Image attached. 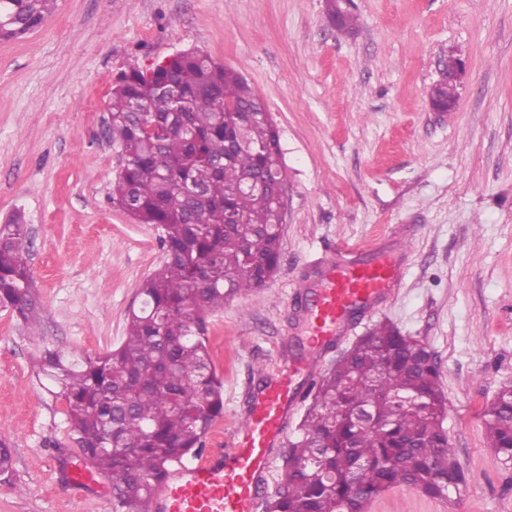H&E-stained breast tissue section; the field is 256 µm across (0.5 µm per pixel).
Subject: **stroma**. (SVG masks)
Wrapping results in <instances>:
<instances>
[{
    "label": "stroma",
    "mask_w": 512,
    "mask_h": 512,
    "mask_svg": "<svg viewBox=\"0 0 512 512\" xmlns=\"http://www.w3.org/2000/svg\"><path fill=\"white\" fill-rule=\"evenodd\" d=\"M353 35L325 0H57L39 28L0 40V224L25 215L40 330L64 354L119 345L142 280L165 259L156 226L110 200L124 164L106 135L116 74L182 51L241 74L266 103L287 174L282 258L259 291L209 318L227 447L252 396L295 361L303 299L340 250H395V297L358 317L333 364L376 324L424 342L467 484L453 503L395 487L368 512H512V470L483 410L512 385V0H354ZM461 62L453 111L428 92ZM24 327L0 309V512H113L106 479L70 478L80 453L64 400L34 374Z\"/></svg>",
    "instance_id": "obj_1"
}]
</instances>
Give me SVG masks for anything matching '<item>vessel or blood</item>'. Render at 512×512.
I'll return each mask as SVG.
<instances>
[{"instance_id": "b4317fda", "label": "vessel or blood", "mask_w": 512, "mask_h": 512, "mask_svg": "<svg viewBox=\"0 0 512 512\" xmlns=\"http://www.w3.org/2000/svg\"><path fill=\"white\" fill-rule=\"evenodd\" d=\"M402 275V265L391 252L331 258L319 282L304 287L312 296L302 318L307 355L280 369L254 395L232 448L210 449L156 489L152 512H257L258 492L268 481L273 450L318 364L334 341L350 330L357 314L374 310L395 293Z\"/></svg>"}]
</instances>
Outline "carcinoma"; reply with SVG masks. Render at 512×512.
I'll use <instances>...</instances> for the list:
<instances>
[{"label": "carcinoma", "mask_w": 512, "mask_h": 512, "mask_svg": "<svg viewBox=\"0 0 512 512\" xmlns=\"http://www.w3.org/2000/svg\"><path fill=\"white\" fill-rule=\"evenodd\" d=\"M56 0H0L3 38L42 25ZM234 70L183 51L151 75L130 68L110 91L108 136L125 164L112 203L161 230L165 261L140 286L121 343L72 360L42 343L38 373L66 402L82 458L112 481L115 512H137L181 463L197 458L224 413L208 318L228 298L278 273L282 232L274 198L256 183L286 181L277 127ZM27 224H0V308L39 318L26 260ZM433 353L379 324L315 384L299 437L264 512H366L400 486L444 502L465 485L443 427L446 400ZM497 459L512 469V389L483 413Z\"/></svg>", "instance_id": "cac0c4a2"}]
</instances>
